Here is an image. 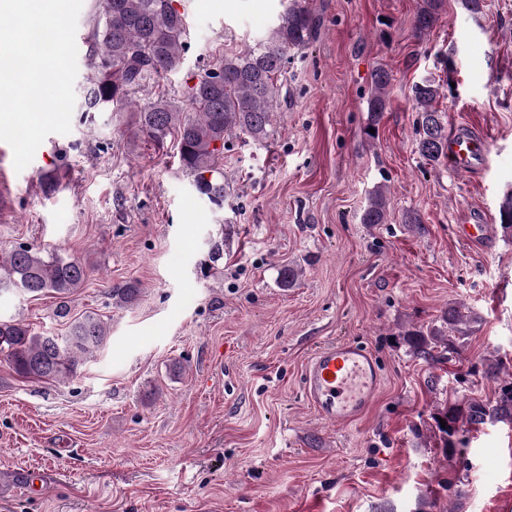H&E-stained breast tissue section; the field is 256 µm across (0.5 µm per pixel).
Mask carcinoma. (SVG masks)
<instances>
[{"label":"carcinoma","mask_w":512,"mask_h":512,"mask_svg":"<svg viewBox=\"0 0 512 512\" xmlns=\"http://www.w3.org/2000/svg\"><path fill=\"white\" fill-rule=\"evenodd\" d=\"M446 0H419L413 30L420 37L431 31L444 11ZM319 22L306 0H286L281 20L242 52L224 55L215 67L196 76L186 87L184 99H160L133 106V96L146 83L175 73L182 67L187 24L175 0H102L91 18L88 79L85 107L88 112L133 108L138 130L159 146L175 138L179 162L192 178L199 196L217 205L229 185L224 181V150L229 138L244 134L256 143L272 135L273 118L280 102L288 52L313 42ZM391 75L377 68L371 75L367 123L363 133L376 128L387 108ZM416 118V150L424 159L437 162L448 155V122L437 103L442 85L423 79L412 87ZM389 199L382 186L372 191L360 215L362 224L387 222ZM504 237L512 238V192L504 194L498 209ZM90 269L81 261L58 253L43 254L20 245L0 259V293L20 290L28 294L53 293L60 299L57 313L68 314L66 299L90 280ZM140 288L134 282L113 287L109 295L119 306L134 304ZM478 320L461 307L448 304L443 322L447 330L418 331L411 340L416 357L438 363L445 353L457 352L456 337L465 336ZM109 327L97 314L71 321L68 335L54 342L38 335L19 320L0 319V353L21 377L58 380L73 376L79 365L106 342ZM435 428L444 451H456L452 437L466 426L488 420L512 423V381L502 383L494 399H467L448 403L434 413ZM446 427H441V422Z\"/></svg>","instance_id":"1"}]
</instances>
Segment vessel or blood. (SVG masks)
Instances as JSON below:
<instances>
[{"mask_svg":"<svg viewBox=\"0 0 512 512\" xmlns=\"http://www.w3.org/2000/svg\"><path fill=\"white\" fill-rule=\"evenodd\" d=\"M485 151L482 142L452 131L448 136V159L465 170ZM383 385V374L374 353L354 342L329 343L310 358L304 373V394L318 417L345 424L358 419L371 405Z\"/></svg>","mask_w":512,"mask_h":512,"instance_id":"obj_1","label":"vessel or blood"}]
</instances>
